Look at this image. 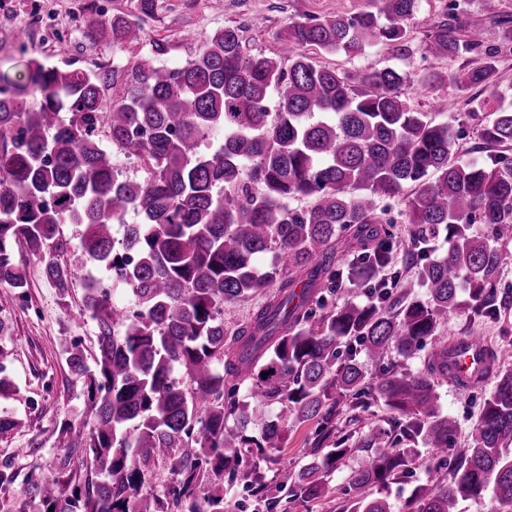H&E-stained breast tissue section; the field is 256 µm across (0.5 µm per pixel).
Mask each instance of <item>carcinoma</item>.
Instances as JSON below:
<instances>
[{"label":"carcinoma","instance_id":"obj_1","mask_svg":"<svg viewBox=\"0 0 512 512\" xmlns=\"http://www.w3.org/2000/svg\"><path fill=\"white\" fill-rule=\"evenodd\" d=\"M382 2L376 13L291 21L277 59L244 54L239 29L226 26L184 65L129 69L116 100L94 72L31 60L21 82L0 74V284L25 294L18 244L43 255L64 302L75 266L90 268L77 315L93 322L98 344L92 369L78 346L68 352L87 378L90 421L64 425L63 457L55 473L29 480L31 500L53 512H201L202 484L218 506L224 481L248 479L242 449L277 464L266 449L285 447L290 425L310 423L308 464L274 491L325 498V477L357 456L338 512H392L370 489L406 474L423 446L440 459L406 512H457L487 495L500 512L512 509V369L493 367L468 447L450 461L457 425L438 392L448 344L435 343L418 372L385 362L392 349L410 358L433 339L463 288L473 313L500 312L501 256L470 227L512 241V165L492 154L453 159L452 126L402 97L406 72L315 63L311 49L355 56L376 41L408 52L419 0ZM80 22L96 42L142 40L138 19L87 8ZM465 27L488 53L457 87H486L498 47L512 41L499 25L451 15L426 49L443 59L474 50ZM480 136L511 146L512 108L489 113ZM115 149L141 160L147 178L122 176ZM398 197L410 230L405 262L442 234L448 249L412 277L372 281L373 299L357 302L348 285L393 263L378 204ZM130 211L138 223H125ZM63 224L81 227L69 262L60 260L70 246ZM116 284L129 296L122 309ZM338 289L342 303H329ZM259 295L244 322L224 323V304ZM377 404L386 426L353 429L351 411ZM250 424L260 437L247 434ZM75 461L93 474L82 485ZM160 462L176 475L162 497L142 492Z\"/></svg>","mask_w":512,"mask_h":512}]
</instances>
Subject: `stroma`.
Returning <instances> with one entry per match:
<instances>
[{
    "mask_svg": "<svg viewBox=\"0 0 512 512\" xmlns=\"http://www.w3.org/2000/svg\"><path fill=\"white\" fill-rule=\"evenodd\" d=\"M90 4L106 18L118 13L132 16L137 10V0H0V72L18 75L28 57L60 67L102 71L113 78L105 94L116 99L124 92L125 72L152 59L154 45L165 49L159 58L161 63L182 65L194 57L208 36L230 25L241 28L247 54L275 58L281 53V35L291 20L375 12L382 6L381 0H157L155 15L146 25L142 40L115 49L83 36L79 17L83 7ZM41 8L50 11L68 31L62 44L42 38L35 19ZM451 10L463 19L478 15L490 23L512 21V0H420L407 23L408 56H397L391 46L379 42L357 57L321 52L316 61L341 71L388 66L405 71L410 81L402 88L404 97L415 108L435 113L437 121L460 130L455 155L467 162L479 157L476 147L483 119L470 117L466 99L458 95L454 79L461 71L474 67L484 51L479 48L448 60L433 57L425 50L430 27L445 19ZM444 98L455 100L454 111H437V101ZM18 258L28 283L25 296L0 285V323L9 331L8 336L0 338V344L10 352L6 374L14 384L8 396L0 397V412L20 421L17 429L0 437V471L8 469L17 475L12 485L0 489V512H39L38 503L23 492L27 481L56 471L64 453L63 424L79 426L89 419L85 381L71 371L65 350L76 345L90 358L97 350V342L92 322L78 323L73 319L81 301V285H74L69 300L61 301L44 275L41 256L23 250ZM473 334L482 336L512 365V310L500 317H476L471 313L468 297H461L456 313L440 329L439 337L449 342ZM490 389L487 381L470 389L447 383L440 386L441 409L452 414L458 423L456 447L467 446ZM310 434L309 426L292 428L286 447L271 449L270 461L257 466L260 481L267 485L279 482V465L283 462L292 471L303 467ZM433 456L431 449H422L408 475L388 487H375L374 495L388 498L395 512H403L415 487L425 483L427 465ZM355 465V459H347L329 475L330 496L315 502L294 501L281 492L275 501L265 504L242 484H235L224 491V512H333L334 492L345 484Z\"/></svg>",
    "mask_w": 512,
    "mask_h": 512,
    "instance_id": "1",
    "label": "stroma"
}]
</instances>
